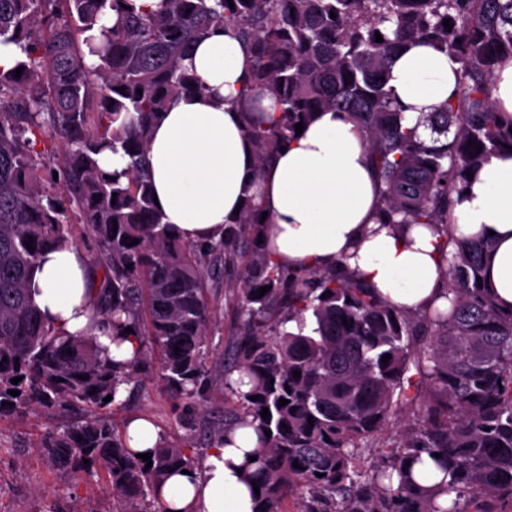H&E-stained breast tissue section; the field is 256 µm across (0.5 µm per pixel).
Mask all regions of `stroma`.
I'll use <instances>...</instances> for the list:
<instances>
[{"mask_svg": "<svg viewBox=\"0 0 512 512\" xmlns=\"http://www.w3.org/2000/svg\"><path fill=\"white\" fill-rule=\"evenodd\" d=\"M239 276L236 270L219 273L213 283L212 300L218 315L212 338L219 358L229 351L237 325L235 307L225 298L224 285L237 281ZM231 407L223 391L209 388L195 414L184 421L174 414L167 394L156 383L147 381L133 400L113 409L111 417L119 425L133 417H147L169 442L206 448L210 445L211 426L223 419ZM84 416L81 410L65 416L46 410L0 419V512H113L117 508L106 477H76L58 469L40 446L42 437L62 420L76 421Z\"/></svg>", "mask_w": 512, "mask_h": 512, "instance_id": "obj_1", "label": "stroma"}]
</instances>
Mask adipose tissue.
Masks as SVG:
<instances>
[{"mask_svg": "<svg viewBox=\"0 0 512 512\" xmlns=\"http://www.w3.org/2000/svg\"><path fill=\"white\" fill-rule=\"evenodd\" d=\"M184 66L199 79L198 95L174 99L153 128L148 175L164 223L190 243L218 241L247 196L267 214L264 244L280 266L331 270L337 261L395 306L416 312L441 292L442 239L431 227L395 233L378 224L379 183L368 162L364 132L346 113L323 111L288 142L275 162L258 168L244 129L245 105L268 91L247 90L246 45L228 28L192 47ZM458 65L419 45L399 57L391 85L407 122L433 111L454 93ZM455 234L491 236V293L512 309V155L491 157L456 198ZM85 253L54 243L42 251L28 284L33 302L68 335L85 331L92 315ZM261 438L251 427L230 430L198 466L176 473L161 489L167 512H256L243 465Z\"/></svg>", "mask_w": 512, "mask_h": 512, "instance_id": "obj_1", "label": "adipose tissue"}]
</instances>
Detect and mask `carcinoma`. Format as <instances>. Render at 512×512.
I'll return each instance as SVG.
<instances>
[{
  "instance_id": "obj_1",
  "label": "carcinoma",
  "mask_w": 512,
  "mask_h": 512,
  "mask_svg": "<svg viewBox=\"0 0 512 512\" xmlns=\"http://www.w3.org/2000/svg\"><path fill=\"white\" fill-rule=\"evenodd\" d=\"M229 4L163 0L145 13L133 0H0V45L24 54L21 74L0 69V418L94 411L42 438L48 458L72 473H104L117 512H165V478L197 464L198 449L161 439L148 469L107 413L146 373L185 406L215 383L234 407L213 426L211 444L237 425L263 436L249 463L259 512H282L293 493L297 512H512V311L488 289L491 240L451 232L453 194L490 157L512 154V114L491 99L494 70L512 58V0ZM110 9L119 19L108 27ZM216 26L247 45L250 84L275 100L278 116L267 123L252 118L255 108L245 112L259 167L314 112L351 114L383 185L381 222L399 232L429 225L453 244L443 253L448 304L409 313L348 272L283 269L258 243L262 210L253 197L218 242L169 235L147 178L150 128L170 99L200 88L183 60ZM95 29L102 43L90 65L80 44ZM421 42L459 64L457 85L450 101L409 124L390 68ZM41 140L60 142L59 168L36 151ZM106 150L122 169L101 170ZM72 217L95 248L97 326L114 342L135 338L130 361L109 358L92 333H62L29 297L41 251L71 241ZM238 265L239 281L225 285L238 328L215 373L209 272ZM235 372L248 391L232 384ZM402 414L411 419L399 428ZM371 450L377 462L366 466ZM424 453L443 473L430 486L413 476Z\"/></svg>"
}]
</instances>
